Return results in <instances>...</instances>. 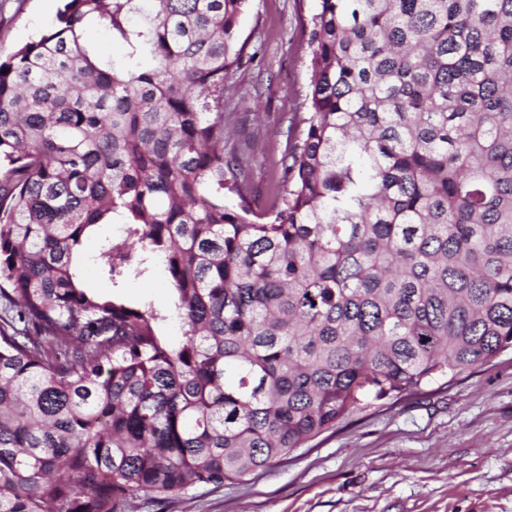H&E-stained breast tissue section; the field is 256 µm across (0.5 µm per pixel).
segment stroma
Returning a JSON list of instances; mask_svg holds the SVG:
<instances>
[{
    "mask_svg": "<svg viewBox=\"0 0 512 512\" xmlns=\"http://www.w3.org/2000/svg\"><path fill=\"white\" fill-rule=\"evenodd\" d=\"M61 0H0V56L57 23ZM318 0H250L238 21L248 60L224 81L225 153L241 162L256 209L276 201L281 159L302 110ZM163 314L177 342L162 272L114 291ZM126 512H512V351L445 385L354 415L244 481L197 488Z\"/></svg>",
    "mask_w": 512,
    "mask_h": 512,
    "instance_id": "obj_1",
    "label": "stroma"
}]
</instances>
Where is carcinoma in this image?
<instances>
[{
	"mask_svg": "<svg viewBox=\"0 0 512 512\" xmlns=\"http://www.w3.org/2000/svg\"><path fill=\"white\" fill-rule=\"evenodd\" d=\"M247 2L66 0L0 60V512L241 482L512 350V0H318L262 214L224 153ZM101 224V278L161 261L180 343L84 283Z\"/></svg>",
	"mask_w": 512,
	"mask_h": 512,
	"instance_id": "obj_1",
	"label": "carcinoma"
}]
</instances>
